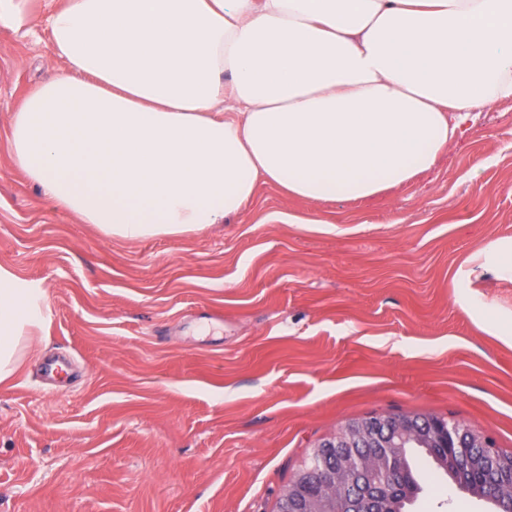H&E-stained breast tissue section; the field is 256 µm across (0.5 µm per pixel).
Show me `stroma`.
Instances as JSON below:
<instances>
[{
    "instance_id": "35a3bbf8",
    "label": "stroma",
    "mask_w": 512,
    "mask_h": 512,
    "mask_svg": "<svg viewBox=\"0 0 512 512\" xmlns=\"http://www.w3.org/2000/svg\"><path fill=\"white\" fill-rule=\"evenodd\" d=\"M65 69L45 23L0 30V266L51 315L0 383V512H277L310 449L375 414L512 451V335L481 324L512 321V278L470 261L512 238V100L381 197L262 184L223 223L128 241L10 162L13 110ZM425 480L414 512L492 510Z\"/></svg>"
}]
</instances>
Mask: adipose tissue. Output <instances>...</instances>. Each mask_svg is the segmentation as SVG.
Instances as JSON below:
<instances>
[{"instance_id": "obj_1", "label": "adipose tissue", "mask_w": 512, "mask_h": 512, "mask_svg": "<svg viewBox=\"0 0 512 512\" xmlns=\"http://www.w3.org/2000/svg\"><path fill=\"white\" fill-rule=\"evenodd\" d=\"M46 24L67 69L13 111L11 162L127 240L221 223L262 182L380 196L512 99V0H60ZM47 314L0 267L1 383Z\"/></svg>"}]
</instances>
